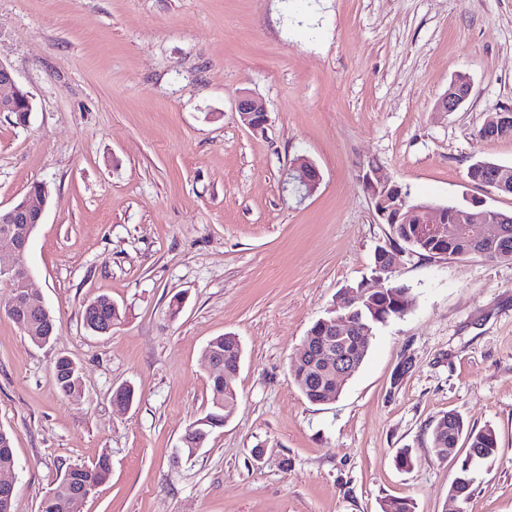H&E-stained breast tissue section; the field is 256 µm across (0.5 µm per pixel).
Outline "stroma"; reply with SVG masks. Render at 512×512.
<instances>
[{
  "mask_svg": "<svg viewBox=\"0 0 512 512\" xmlns=\"http://www.w3.org/2000/svg\"><path fill=\"white\" fill-rule=\"evenodd\" d=\"M0 63L34 105L25 127L0 112V206L46 186L28 262L58 319L37 346L0 314L14 512L103 455L110 474L75 512H381L387 498L449 512L466 446L432 447L448 412L498 441L463 512H512V263L401 248L406 313L375 330L336 401H308L289 370L341 294L380 286L390 227L360 166L413 201L512 212L467 177L477 159L512 166V139L478 136L512 109V0H0ZM459 74L469 98L436 111ZM246 91L262 129L239 120ZM300 156L321 175L306 197L291 190ZM101 295L123 318L96 336L82 313ZM227 332L236 409L184 455L211 406L205 348ZM60 356L81 399L56 386ZM126 385L135 400L115 407ZM235 109L243 125L250 129L260 128L267 121L264 104L250 93L244 92L238 97Z\"/></svg>",
  "mask_w": 512,
  "mask_h": 512,
  "instance_id": "1",
  "label": "stroma"
}]
</instances>
